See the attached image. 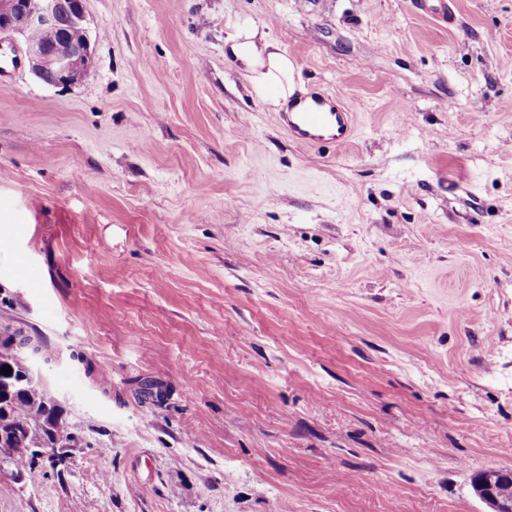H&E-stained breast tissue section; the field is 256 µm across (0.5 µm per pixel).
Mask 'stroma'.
<instances>
[{
	"mask_svg": "<svg viewBox=\"0 0 512 512\" xmlns=\"http://www.w3.org/2000/svg\"><path fill=\"white\" fill-rule=\"evenodd\" d=\"M84 0L0 77V332L75 445L0 512H487L512 471V0ZM355 114L305 145L229 52ZM83 2L0 0V35L17 34L23 38L24 55L32 74L41 83L49 86H69L87 75L90 41L84 26H75L62 33L48 31L69 25H83ZM38 32V38L43 43L35 37ZM45 44L55 48L76 45L67 49H52ZM413 7L420 10L440 24H453L455 17L451 14L447 0H412ZM255 37L256 33H247L243 41L232 39L229 43L230 53L250 72L251 84L260 96H265L270 88L277 87V94L271 102L275 106L285 104L295 92L292 63L276 51L278 47L273 42L264 36L257 42ZM28 345L22 340V336H13L12 349L16 360H19L23 366L24 380L33 388H43V377L35 368V359L27 355ZM26 352L24 355L23 353ZM511 477L498 471L479 476L475 482V493L490 508L489 512H512Z\"/></svg>",
	"mask_w": 512,
	"mask_h": 512,
	"instance_id": "1",
	"label": "stroma"
}]
</instances>
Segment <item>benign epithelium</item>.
I'll return each mask as SVG.
<instances>
[{
    "instance_id": "7a95c632",
    "label": "benign epithelium",
    "mask_w": 512,
    "mask_h": 512,
    "mask_svg": "<svg viewBox=\"0 0 512 512\" xmlns=\"http://www.w3.org/2000/svg\"><path fill=\"white\" fill-rule=\"evenodd\" d=\"M83 22V0H0V35L17 34L23 38V52L32 74L49 86H69L87 75L90 42L52 49L35 34ZM27 348L22 337H13V355L23 366L24 380L34 389L41 388L43 377L35 368L34 358L26 355ZM474 485L489 512H512V480L503 473L483 474Z\"/></svg>"
}]
</instances>
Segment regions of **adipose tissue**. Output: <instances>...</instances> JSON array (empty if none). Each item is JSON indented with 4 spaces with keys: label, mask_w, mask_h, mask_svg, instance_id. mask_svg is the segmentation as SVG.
Instances as JSON below:
<instances>
[{
    "label": "adipose tissue",
    "mask_w": 512,
    "mask_h": 512,
    "mask_svg": "<svg viewBox=\"0 0 512 512\" xmlns=\"http://www.w3.org/2000/svg\"><path fill=\"white\" fill-rule=\"evenodd\" d=\"M230 52L249 72L251 84L259 95L276 89V96H271L274 105L287 103L294 94L293 66L285 55L278 52L273 42L256 39L249 33L244 39H232Z\"/></svg>",
    "instance_id": "obj_1"
}]
</instances>
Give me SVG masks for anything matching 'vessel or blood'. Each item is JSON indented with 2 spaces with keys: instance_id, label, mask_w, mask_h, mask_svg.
I'll list each match as a JSON object with an SVG mask.
<instances>
[{
  "instance_id": "vessel-or-blood-1",
  "label": "vessel or blood",
  "mask_w": 512,
  "mask_h": 512,
  "mask_svg": "<svg viewBox=\"0 0 512 512\" xmlns=\"http://www.w3.org/2000/svg\"><path fill=\"white\" fill-rule=\"evenodd\" d=\"M412 5L440 24L448 25L455 21L448 0H412ZM279 122L300 143L310 145L322 140L341 143L351 133L352 111L317 93L312 95L310 103L296 111L280 113Z\"/></svg>"
}]
</instances>
